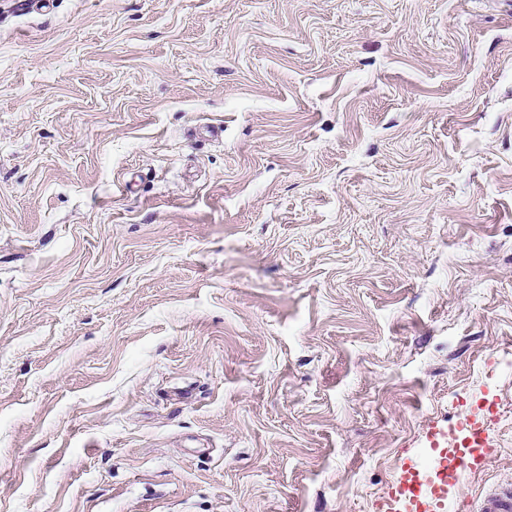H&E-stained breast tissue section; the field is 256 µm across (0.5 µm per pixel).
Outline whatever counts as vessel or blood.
Returning a JSON list of instances; mask_svg holds the SVG:
<instances>
[{"label":"vessel or blood","instance_id":"b4317fda","mask_svg":"<svg viewBox=\"0 0 512 512\" xmlns=\"http://www.w3.org/2000/svg\"><path fill=\"white\" fill-rule=\"evenodd\" d=\"M495 402L481 400L459 427L431 424L426 432L427 456L403 460L381 497L380 512H448V502L469 474L484 470L494 443L487 423ZM477 512H512V489L492 488L481 497Z\"/></svg>","mask_w":512,"mask_h":512}]
</instances>
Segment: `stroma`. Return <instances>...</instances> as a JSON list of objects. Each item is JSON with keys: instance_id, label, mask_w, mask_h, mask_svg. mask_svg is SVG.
Masks as SVG:
<instances>
[{"instance_id": "obj_1", "label": "stroma", "mask_w": 512, "mask_h": 512, "mask_svg": "<svg viewBox=\"0 0 512 512\" xmlns=\"http://www.w3.org/2000/svg\"><path fill=\"white\" fill-rule=\"evenodd\" d=\"M0 0V512L512 487V0ZM497 407L482 399L456 426L434 422L426 432L428 462L421 454L403 460L381 497V512H447L448 501L462 479L484 470L494 443L487 414ZM481 411V412H480ZM464 431L463 436L456 433Z\"/></svg>"}]
</instances>
